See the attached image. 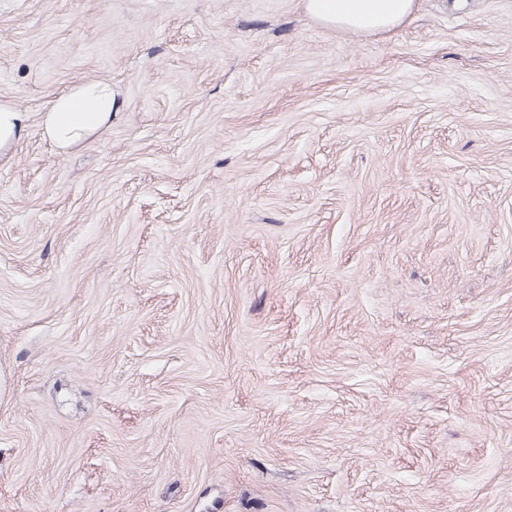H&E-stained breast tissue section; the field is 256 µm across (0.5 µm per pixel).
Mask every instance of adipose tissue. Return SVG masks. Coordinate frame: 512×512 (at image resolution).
<instances>
[{
	"label": "adipose tissue",
	"instance_id": "1",
	"mask_svg": "<svg viewBox=\"0 0 512 512\" xmlns=\"http://www.w3.org/2000/svg\"><path fill=\"white\" fill-rule=\"evenodd\" d=\"M414 0H306L317 20L352 31H381L397 26ZM110 83L89 80L55 96L42 117L44 134L63 152L82 144L112 122Z\"/></svg>",
	"mask_w": 512,
	"mask_h": 512
}]
</instances>
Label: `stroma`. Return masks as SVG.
I'll return each mask as SVG.
<instances>
[{
  "label": "stroma",
  "instance_id": "obj_1",
  "mask_svg": "<svg viewBox=\"0 0 512 512\" xmlns=\"http://www.w3.org/2000/svg\"><path fill=\"white\" fill-rule=\"evenodd\" d=\"M0 102V512H512V0H0ZM413 0H306L307 12L326 24L352 31L397 26L412 11ZM113 94L108 82L89 80L55 96L42 117L44 134L61 152L82 144L112 122ZM28 117L10 104L0 103V150L17 143L26 133Z\"/></svg>",
  "mask_w": 512,
  "mask_h": 512
}]
</instances>
